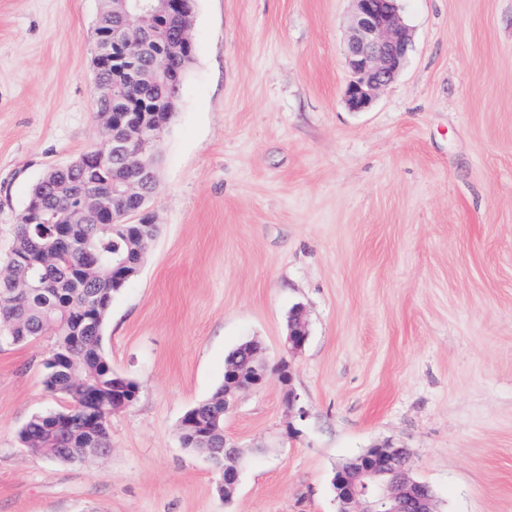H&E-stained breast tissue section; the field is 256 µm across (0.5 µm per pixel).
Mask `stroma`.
Here are the masks:
<instances>
[{
    "mask_svg": "<svg viewBox=\"0 0 512 512\" xmlns=\"http://www.w3.org/2000/svg\"><path fill=\"white\" fill-rule=\"evenodd\" d=\"M102 0H0V263L33 186L100 142ZM397 78L349 109L352 0H196L194 59L157 147L158 226L114 295L104 351L138 396L111 450L49 461L18 434L68 406L45 391L55 338L0 347V512H336L331 477L408 449L437 512H512V0H399ZM289 357L224 421L244 450L224 502L183 414L259 340ZM309 337L308 322L302 307H294L288 317V334L285 347L287 355L303 349ZM275 371L277 372L278 378L282 386L287 391L288 405L292 409L298 407L299 396L293 388V372L291 364L288 361V357H283L278 363ZM303 408L298 407V412L302 413Z\"/></svg>",
    "mask_w": 512,
    "mask_h": 512,
    "instance_id": "obj_1",
    "label": "stroma"
}]
</instances>
